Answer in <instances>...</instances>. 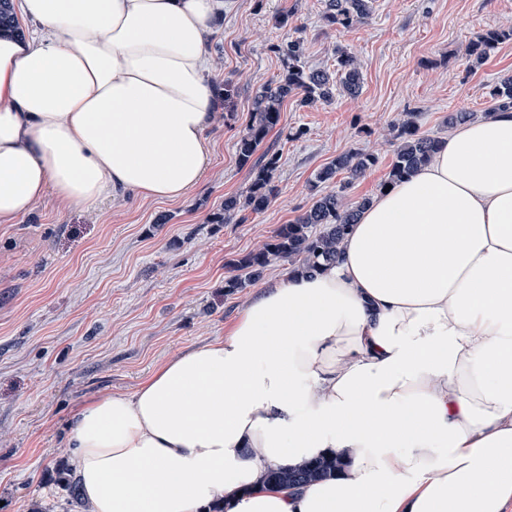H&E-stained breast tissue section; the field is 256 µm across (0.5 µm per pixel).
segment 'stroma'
I'll return each instance as SVG.
<instances>
[{"mask_svg": "<svg viewBox=\"0 0 512 512\" xmlns=\"http://www.w3.org/2000/svg\"><path fill=\"white\" fill-rule=\"evenodd\" d=\"M325 0H233L210 49L213 85L231 82L234 106L208 133L203 181L177 200L127 194L89 209L50 198L0 224V512H74L59 472L70 467L66 425L83 402L127 395L165 361L222 337L250 290L225 294L230 261L252 251L312 203L318 170L353 149L378 154L349 190L375 196L392 160L393 127L413 112L441 137L448 113L483 114L512 74V41L478 70L465 48L512 27V0H373L356 26H327ZM289 18L277 29L278 15ZM301 40L309 69L356 56L363 86L312 108L284 102L264 141L280 155L277 195L242 224H213L224 199L246 190L236 142L258 89L276 80L284 37Z\"/></svg>", "mask_w": 512, "mask_h": 512, "instance_id": "stroma-1", "label": "stroma"}]
</instances>
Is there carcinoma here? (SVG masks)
Returning a JSON list of instances; mask_svg holds the SVG:
<instances>
[{
	"instance_id": "carcinoma-1",
	"label": "carcinoma",
	"mask_w": 512,
	"mask_h": 512,
	"mask_svg": "<svg viewBox=\"0 0 512 512\" xmlns=\"http://www.w3.org/2000/svg\"><path fill=\"white\" fill-rule=\"evenodd\" d=\"M370 11L369 0H326L324 20L329 26L352 27L363 22ZM19 30L12 0H0V30ZM512 40V29L482 33L466 47L470 69L481 67L496 46ZM282 56L283 71L274 84L264 85L255 100L249 123L236 142L240 166L249 168L251 183L245 192L224 199L221 209L211 215L213 224H229L241 212L258 214L264 211L276 195L275 175L280 156L269 149L260 151L264 140L279 123L281 108L290 97L297 98L301 107H312L330 101L341 89L357 95L362 89L363 76L356 58L345 51H336V69L307 70L302 62L303 44L298 39L277 46ZM492 111L512 110V75L500 80L491 93ZM441 140L419 132L413 117L397 126L394 157L387 180L391 185L428 162ZM377 162L376 156L356 150L337 156L320 169L312 184V203L294 221L281 225L261 247L233 260L230 266L237 274L224 279V292L233 294L255 284L266 269L276 262H286L295 272L312 274L321 265L336 260L337 248L358 212L370 203L363 198L356 203L346 199L345 192L353 182ZM339 173L347 179L337 189L325 191ZM343 467L337 456L302 461L292 468L265 470L262 486L293 489L311 481L331 477Z\"/></svg>"
}]
</instances>
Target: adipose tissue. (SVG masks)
<instances>
[{"mask_svg":"<svg viewBox=\"0 0 512 512\" xmlns=\"http://www.w3.org/2000/svg\"><path fill=\"white\" fill-rule=\"evenodd\" d=\"M228 0H18L0 33V224L51 197L175 200L217 117ZM91 512H506L512 505V113L455 126L372 198L335 262L274 279L224 337L82 404ZM335 454L337 477L261 489Z\"/></svg>","mask_w":512,"mask_h":512,"instance_id":"obj_1","label":"adipose tissue"}]
</instances>
